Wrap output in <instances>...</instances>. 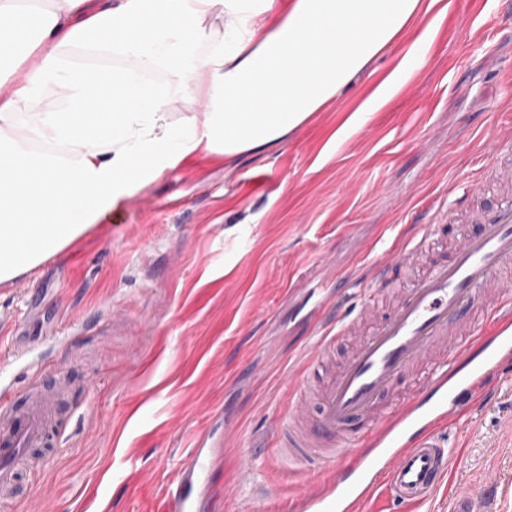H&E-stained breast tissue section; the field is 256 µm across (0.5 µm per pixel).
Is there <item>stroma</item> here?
Listing matches in <instances>:
<instances>
[{
	"instance_id": "1",
	"label": "stroma",
	"mask_w": 512,
	"mask_h": 512,
	"mask_svg": "<svg viewBox=\"0 0 512 512\" xmlns=\"http://www.w3.org/2000/svg\"><path fill=\"white\" fill-rule=\"evenodd\" d=\"M401 91L346 119L396 67L393 48L282 143L231 161L200 151L120 198L111 219L26 276L0 284V392L27 372L66 377L75 413L54 462L20 470L12 512H169L176 463L202 438L236 512L243 457L273 448L284 377L323 315L351 318L364 270L429 202L460 191L512 118V0H449ZM460 452L439 490L406 512H449L459 492L512 512V375L449 433ZM260 478L258 512H282L301 475Z\"/></svg>"
}]
</instances>
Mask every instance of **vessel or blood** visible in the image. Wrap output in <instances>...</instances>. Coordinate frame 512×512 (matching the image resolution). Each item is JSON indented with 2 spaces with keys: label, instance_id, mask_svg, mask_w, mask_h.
I'll return each mask as SVG.
<instances>
[{
  "label": "vessel or blood",
  "instance_id": "b4317fda",
  "mask_svg": "<svg viewBox=\"0 0 512 512\" xmlns=\"http://www.w3.org/2000/svg\"><path fill=\"white\" fill-rule=\"evenodd\" d=\"M492 145L496 160L469 179L471 197L484 193L488 179L512 180V131ZM455 220L441 210L399 230L367 276L362 307L370 312L378 296L393 291V311L362 336L315 397H308L307 383L320 377L324 355L357 331L361 318L324 328L299 356L287 430L268 456L282 471L312 478L294 512H364L381 496L427 502L454 455L443 430L512 368V293L502 289L512 271V197L478 210V231L459 232L449 257L431 258ZM413 267L418 277L403 281ZM22 397L19 406L0 397V512L12 508L20 464L56 435L53 393L35 380ZM216 461L213 449H193L167 485L171 512H203ZM497 491L491 480L482 495H455L451 512H480V496Z\"/></svg>",
  "mask_w": 512,
  "mask_h": 512
}]
</instances>
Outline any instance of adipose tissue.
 Masks as SVG:
<instances>
[{
	"label": "adipose tissue",
	"mask_w": 512,
	"mask_h": 512,
	"mask_svg": "<svg viewBox=\"0 0 512 512\" xmlns=\"http://www.w3.org/2000/svg\"><path fill=\"white\" fill-rule=\"evenodd\" d=\"M438 2L0 0V283L198 149L264 151L405 44L347 120L365 123L423 60L410 34ZM49 90L60 105L41 106Z\"/></svg>",
	"instance_id": "ef3b65f1"
}]
</instances>
